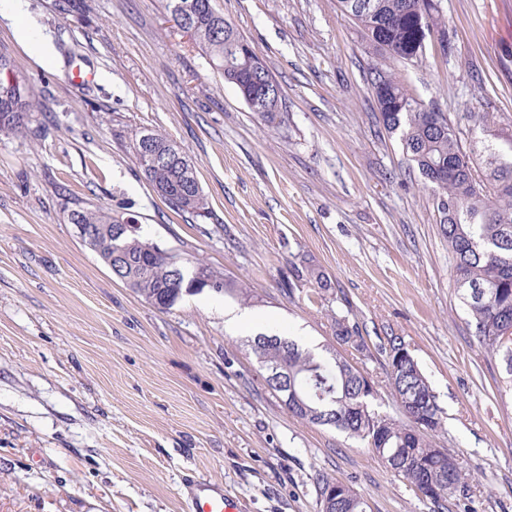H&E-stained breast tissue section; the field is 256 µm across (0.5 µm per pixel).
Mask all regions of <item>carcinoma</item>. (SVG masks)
Returning <instances> with one entry per match:
<instances>
[{"label": "carcinoma", "mask_w": 512, "mask_h": 512, "mask_svg": "<svg viewBox=\"0 0 512 512\" xmlns=\"http://www.w3.org/2000/svg\"><path fill=\"white\" fill-rule=\"evenodd\" d=\"M176 26L189 34L202 55L234 85L244 102L269 125L281 120V87L257 51L224 21L214 0H166ZM341 14L352 18L368 46L381 61L368 71V83L384 129L398 136L423 185L433 193L440 231L448 241L456 290L478 343L499 357L503 383L512 391V133L499 129L496 142L485 147L484 165H474L472 150L463 145L444 112L426 106L407 85L396 64H407L425 51L427 37L440 36L448 46V29L437 0H336ZM254 72L270 81L263 95L247 80ZM35 109L28 79L0 53V132L19 133ZM135 158L167 206L179 213L202 215L205 196L186 152L162 133L143 130L133 138ZM73 224L95 230L87 245L112 274L147 303L172 309L185 294L205 289L224 293L232 284L200 259L181 258L198 269L197 276H176L173 254L143 238L132 217L114 216L103 208L71 210ZM133 229L114 239L111 228ZM298 281L314 289L308 300L323 301L331 289L311 265L293 266ZM336 343L359 353L368 344L349 314L336 311ZM376 350L389 370V384L405 420L373 408L375 383L350 364L337 349L327 354L302 347L285 336L259 333L250 341L252 353L267 372L288 373V388L267 384L288 411L308 423L335 428L378 454L397 475L415 487L432 512H467L469 474L433 437L442 430L443 410L403 337H378ZM321 512H367L363 497L348 484L322 477L318 484Z\"/></svg>", "instance_id": "obj_1"}]
</instances>
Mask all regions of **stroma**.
<instances>
[{
  "label": "stroma",
  "mask_w": 512,
  "mask_h": 512,
  "mask_svg": "<svg viewBox=\"0 0 512 512\" xmlns=\"http://www.w3.org/2000/svg\"><path fill=\"white\" fill-rule=\"evenodd\" d=\"M450 44L426 40L401 72L463 138L473 117H512V0H438ZM280 83L266 126L179 29L166 0H55L28 12L56 51L23 47L0 22V52L38 107L0 132V512H187L191 484L221 486L244 512H320L316 480L353 486L368 512H429L409 482L354 439L293 416L247 344L259 333L335 347L349 308L368 344L402 336L446 413L437 445L475 485L473 512H512V394L457 297L433 198L366 80L374 62L336 0H216ZM94 75L71 80L73 64ZM156 130L180 145L207 199L178 215L132 148ZM134 217L142 237L202 259L242 294H187L167 312L113 277L69 220L74 205ZM310 261L325 301L289 283ZM228 309L257 322L234 329ZM401 418L378 353L345 350Z\"/></svg>",
  "instance_id": "35a3bbf8"
}]
</instances>
